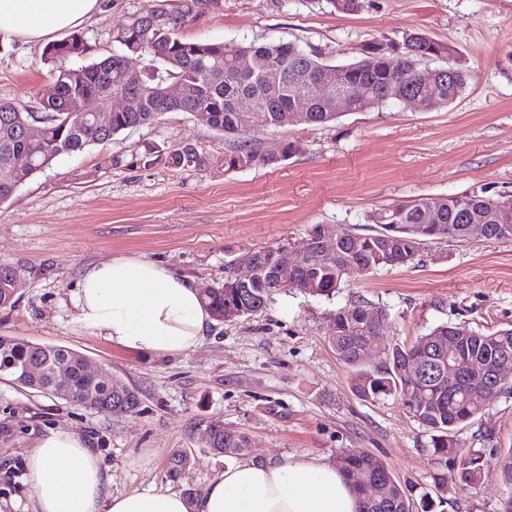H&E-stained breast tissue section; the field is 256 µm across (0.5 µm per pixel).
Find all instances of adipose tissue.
I'll return each mask as SVG.
<instances>
[{
	"instance_id": "adipose-tissue-1",
	"label": "adipose tissue",
	"mask_w": 512,
	"mask_h": 512,
	"mask_svg": "<svg viewBox=\"0 0 512 512\" xmlns=\"http://www.w3.org/2000/svg\"><path fill=\"white\" fill-rule=\"evenodd\" d=\"M100 0H0V46L45 44L77 30ZM77 321L127 349L195 350L213 319L190 277L154 261L120 256L88 267L77 283ZM31 512H359L349 483L332 465L289 457L227 466L195 498L170 487L115 495L88 439L42 434L26 464Z\"/></svg>"
}]
</instances>
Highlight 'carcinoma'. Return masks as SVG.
<instances>
[{"instance_id":"carcinoma-1","label":"carcinoma","mask_w":512,"mask_h":512,"mask_svg":"<svg viewBox=\"0 0 512 512\" xmlns=\"http://www.w3.org/2000/svg\"><path fill=\"white\" fill-rule=\"evenodd\" d=\"M216 0H152L151 6L132 18L115 37L118 49L93 58L92 48L82 32L76 30L64 39L45 46L44 63L58 90V97L38 106L0 97V168L20 165L15 181H0V203L9 201L18 186L34 175L41 165L51 166L62 155H72L93 144H106L117 133L151 124L169 112H191L202 124L224 133L233 147L224 153V170L257 166L273 167L295 153V144H283L282 157L270 158L259 152L248 135L256 129L288 126V113L295 99H309L307 125L336 121L338 113L322 110L312 88L314 78L339 69L344 84L360 87L365 97L353 101V111L393 102L402 103L408 91L433 98L444 107L458 99L465 87V71L458 68L455 79L441 75L448 69L453 48L423 32L406 31L395 39L373 41L359 49L352 62L337 67L327 64L311 50L294 42L233 43L189 41L181 30ZM247 52L263 67L253 73L233 72L234 56ZM144 56L138 75L131 77L123 68L125 56ZM403 64H424L432 75L407 88L399 84L397 54ZM444 61L432 67L430 63ZM179 84L185 91L181 99H171L164 90ZM140 92V107L135 112H114L107 126L91 121L77 122L88 101L102 100L127 89ZM42 128L40 138L32 140L26 127ZM173 167H206L208 158L193 144L181 143L167 152ZM493 196L458 193L443 197H421L414 201L378 209L370 215L375 228L369 234H356L338 225L347 242L329 261L321 260L311 247L297 255L281 248L276 254L255 253L249 263L257 276L247 284L226 277L224 284L203 294L212 318L218 322L248 317L263 311L280 283L295 277L312 281L309 294L330 298L349 279L396 263L405 265L421 256L431 240H465L467 223L461 217L481 218L487 224L486 239L512 240V211L492 208ZM434 209L440 223H424V215ZM20 268L0 262V307L14 304L13 279ZM335 332L328 335L339 359L351 368L353 392L364 400L396 396L424 427L429 447L436 460L449 468L454 481L478 484L487 460L483 451L467 448L456 438L461 425L481 414L490 399L487 391L466 376L448 380V360L462 363L477 360L488 373L504 363L512 364V328L476 332L464 326L443 323L411 344L397 342L378 353L370 364L363 361L364 348L370 345V330L391 327L386 309L369 302H351L334 313ZM427 359L420 368L415 357ZM85 357L64 346L33 343L0 336V376L11 382L36 370L30 380L34 390L84 406L98 413L120 416L140 406L139 392L117 378L94 381L85 376ZM209 450L219 456L240 458L247 454L246 435L214 420L208 427ZM192 455L185 448L172 452L167 474L179 480L191 469ZM333 465L351 482L361 501V512H416L410 490L402 486L380 459L366 451L339 450ZM367 475L365 483L355 475Z\"/></svg>"}]
</instances>
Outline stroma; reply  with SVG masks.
Wrapping results in <instances>:
<instances>
[{"label":"stroma","mask_w":512,"mask_h":512,"mask_svg":"<svg viewBox=\"0 0 512 512\" xmlns=\"http://www.w3.org/2000/svg\"><path fill=\"white\" fill-rule=\"evenodd\" d=\"M149 0H102L82 28L94 56L112 52L118 31ZM419 30L448 43L467 72L463 95L419 111L389 103L346 112L325 126L258 130L255 146L294 142L274 167L224 170V134L188 112L127 129L105 145L60 156L0 204V261L21 266L15 307L0 309V336L82 353L137 389V412L104 416L0 379V512H28L25 464L48 430L89 438L124 494L168 485L173 449L193 451L178 490L203 491L227 458L206 444L209 422L245 433L249 458L332 462L336 451L380 458L434 512H502L512 485L498 460L512 447V393L493 396L458 432L482 449L481 484H447L429 437L401 400L365 401L328 342L330 318L354 300L385 307L390 331L378 348L412 342L441 323L481 332L512 326V240L471 237L427 244L421 262L351 279L333 298L294 288L256 315L213 323L194 351H133L79 325L72 292L84 270L115 256H139L192 277L198 288L246 274V258L280 247L299 251L319 224L368 233L371 211L427 195H512V0H366L334 11L327 0H219L187 25L188 40L292 41L330 64L354 60L364 43ZM38 46L0 47V97L33 102L52 81ZM208 167L175 168L163 155L181 142Z\"/></svg>","instance_id":"35a3bbf8"}]
</instances>
